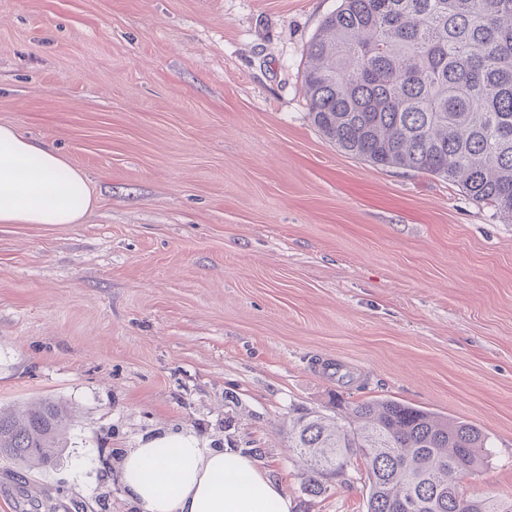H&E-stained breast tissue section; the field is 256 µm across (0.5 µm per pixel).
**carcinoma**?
<instances>
[{
    "instance_id": "1",
    "label": "carcinoma",
    "mask_w": 512,
    "mask_h": 512,
    "mask_svg": "<svg viewBox=\"0 0 512 512\" xmlns=\"http://www.w3.org/2000/svg\"><path fill=\"white\" fill-rule=\"evenodd\" d=\"M314 124L350 155L428 172L493 205L512 223V0H341L308 49ZM71 411L44 400L0 409V455L46 466ZM314 494L366 462L367 512H512V499H473L460 476L483 466L476 425L391 399L336 402V417L291 421Z\"/></svg>"
}]
</instances>
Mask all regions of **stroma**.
I'll use <instances>...</instances> for the list:
<instances>
[{
  "label": "stroma",
  "mask_w": 512,
  "mask_h": 512,
  "mask_svg": "<svg viewBox=\"0 0 512 512\" xmlns=\"http://www.w3.org/2000/svg\"><path fill=\"white\" fill-rule=\"evenodd\" d=\"M339 4L0 0V123L97 198L0 224V408L72 411L50 466L0 458V512H143L122 455L181 435L253 456L291 512H367L363 459L313 496L288 446L340 398L475 424L490 457L461 487L512 499V224L313 125Z\"/></svg>",
  "instance_id": "1"
}]
</instances>
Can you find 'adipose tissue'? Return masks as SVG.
I'll use <instances>...</instances> for the list:
<instances>
[{"label": "adipose tissue", "instance_id": "ef3b65f1", "mask_svg": "<svg viewBox=\"0 0 512 512\" xmlns=\"http://www.w3.org/2000/svg\"><path fill=\"white\" fill-rule=\"evenodd\" d=\"M96 197L83 171L0 124V224H79ZM121 481L143 512H290L281 483L250 456L159 438L126 452Z\"/></svg>", "mask_w": 512, "mask_h": 512}]
</instances>
